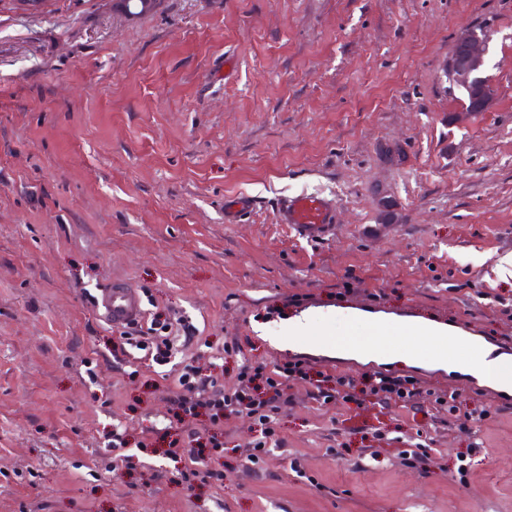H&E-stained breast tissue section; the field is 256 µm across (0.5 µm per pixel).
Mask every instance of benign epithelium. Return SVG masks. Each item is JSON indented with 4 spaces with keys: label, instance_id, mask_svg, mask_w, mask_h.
<instances>
[{
    "label": "benign epithelium",
    "instance_id": "benign-epithelium-1",
    "mask_svg": "<svg viewBox=\"0 0 512 512\" xmlns=\"http://www.w3.org/2000/svg\"><path fill=\"white\" fill-rule=\"evenodd\" d=\"M487 41L488 35L483 31L472 30L460 37L457 55L448 61L446 67L449 85L468 88L477 111L485 110L492 97L488 82L482 76Z\"/></svg>",
    "mask_w": 512,
    "mask_h": 512
}]
</instances>
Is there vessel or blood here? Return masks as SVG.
<instances>
[{
    "instance_id": "b4317fda",
    "label": "vessel or blood",
    "mask_w": 512,
    "mask_h": 512,
    "mask_svg": "<svg viewBox=\"0 0 512 512\" xmlns=\"http://www.w3.org/2000/svg\"><path fill=\"white\" fill-rule=\"evenodd\" d=\"M253 197L245 194L228 195L224 198V221L240 224L252 213ZM339 204L336 198L321 194H299L282 198L275 209L277 223L287 225L298 237L308 241L324 239L333 230L338 217ZM106 319L115 326H124L139 321L143 305L137 289L117 281L102 291L99 300ZM358 319L365 321L372 335L390 336L400 331H413L422 336L447 334V325H433L416 319L411 311H399L389 317L375 308H361Z\"/></svg>"
}]
</instances>
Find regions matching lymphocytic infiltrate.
Here are the masks:
<instances>
[{"mask_svg":"<svg viewBox=\"0 0 512 512\" xmlns=\"http://www.w3.org/2000/svg\"><path fill=\"white\" fill-rule=\"evenodd\" d=\"M172 326L171 312L155 311L148 325H132L130 333L137 338L136 348L152 350L153 360L159 363L171 355ZM292 380L309 383L312 399L323 406L339 400L359 405L371 396L381 407L401 410L418 409L426 399L436 410L451 417L461 407L455 393H426L415 376L389 370L375 372L370 382L361 387L349 379L315 376L310 361L303 357H293L272 367L247 358L238 367L234 387L227 390L216 378L203 374L200 366L188 363L180 369L170 399V411L181 429L170 435L166 450L168 456L184 462L179 472L181 484L222 486L224 472L210 465L209 460L223 454L224 423L231 416L254 418L259 428L258 437L242 451L245 462L258 464L263 455L283 447L277 424L293 403L288 391Z\"/></svg>","mask_w":512,"mask_h":512,"instance_id":"f902f5d3","label":"lymphocytic infiltrate"}]
</instances>
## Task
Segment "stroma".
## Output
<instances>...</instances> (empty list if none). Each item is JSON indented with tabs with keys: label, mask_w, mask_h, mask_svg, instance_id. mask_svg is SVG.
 Masks as SVG:
<instances>
[{
	"label": "stroma",
	"mask_w": 512,
	"mask_h": 512,
	"mask_svg": "<svg viewBox=\"0 0 512 512\" xmlns=\"http://www.w3.org/2000/svg\"><path fill=\"white\" fill-rule=\"evenodd\" d=\"M487 30L492 101L448 91L458 38ZM336 197L307 242L276 223L283 196ZM246 193V223L224 197ZM398 221H383V202ZM512 0H0V512H512V401L465 373L389 362L457 391L478 448L431 405L324 407L301 383L283 448L260 472L226 423L224 485L187 489L143 432L169 417L173 367L224 387L244 356L290 354L258 327L357 303L474 328L512 348ZM199 330L170 365L114 352L97 300L112 281ZM433 437L426 468L382 433ZM123 429L127 459L107 436ZM255 206L253 197L245 194L224 197V221L228 224H242L252 213Z\"/></svg>",
	"instance_id": "1"
}]
</instances>
